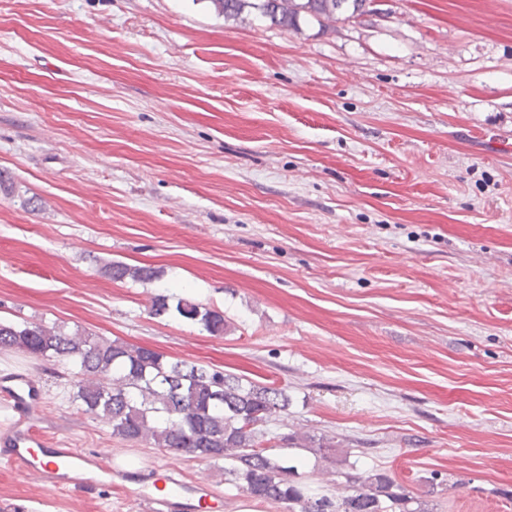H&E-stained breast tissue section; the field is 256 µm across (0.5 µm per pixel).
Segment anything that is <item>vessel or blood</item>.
Listing matches in <instances>:
<instances>
[{"instance_id":"vessel-or-blood-1","label":"vessel or blood","mask_w":512,"mask_h":512,"mask_svg":"<svg viewBox=\"0 0 512 512\" xmlns=\"http://www.w3.org/2000/svg\"><path fill=\"white\" fill-rule=\"evenodd\" d=\"M41 392L40 381L31 376L0 382V401L15 413L10 426L0 432V458L10 468L33 477L50 493L95 489L119 476L130 482L129 493L145 512H209L203 483L187 487L178 480L176 467L165 468L158 482L150 484L137 473L112 465L109 449L49 446L42 435Z\"/></svg>"}]
</instances>
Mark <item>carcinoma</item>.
Wrapping results in <instances>:
<instances>
[{
  "label": "carcinoma",
  "instance_id": "obj_1",
  "mask_svg": "<svg viewBox=\"0 0 512 512\" xmlns=\"http://www.w3.org/2000/svg\"><path fill=\"white\" fill-rule=\"evenodd\" d=\"M367 0H212L226 18L255 11L274 26L298 28L305 15L321 26L366 12ZM114 282H151L150 266L111 261L101 268ZM153 318L178 317L221 336L224 312L190 297L158 294ZM19 352L68 367L80 409L102 419L112 436L146 444L175 457L224 462V476L252 498L284 512H412V497L384 472L343 475L336 497L320 494L296 479L298 466L287 456L306 450L336 457V442L298 431L270 433L266 425L288 413L286 388L259 384L186 361H170L146 346L108 339L53 323L0 319V352Z\"/></svg>",
  "mask_w": 512,
  "mask_h": 512
}]
</instances>
